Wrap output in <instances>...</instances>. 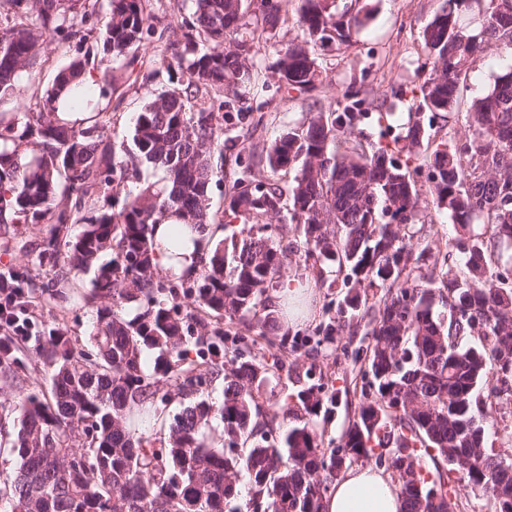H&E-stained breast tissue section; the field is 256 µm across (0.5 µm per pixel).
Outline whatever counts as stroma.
Returning <instances> with one entry per match:
<instances>
[{"label": "stroma", "instance_id": "obj_1", "mask_svg": "<svg viewBox=\"0 0 512 512\" xmlns=\"http://www.w3.org/2000/svg\"><path fill=\"white\" fill-rule=\"evenodd\" d=\"M360 4L367 19L353 35L350 45L319 52L322 81L313 92L286 88L279 78L274 49L262 48L254 59L257 82L262 86L257 100L262 107L257 112L259 123L244 138V146L270 145L281 130L305 120L313 101L343 108V93L354 84L393 104L394 110L385 122L398 125L406 121L410 109L419 102L416 89L421 67L427 59L423 30L444 0H360ZM146 5L154 17L155 32L132 49L131 54L136 58L133 69L111 88L104 105L111 115L107 135L117 146L129 142L132 119L140 112L146 91L158 94L175 87L168 78L166 66L182 40L178 27L181 16L175 13L172 0H147ZM105 13V7L100 6L90 15L85 24L90 32L87 39L67 38L60 32L48 35L37 63L20 79L25 94L45 91L56 73L76 59L90 58L93 71L100 79L115 68V59L103 46ZM511 64L512 57L503 51L485 52L467 72L468 96L485 93L495 75ZM147 74L152 77L148 83L143 80ZM421 201L420 219L412 227L415 239L432 252L448 251L456 235L453 224L437 209L429 193H422ZM92 278L89 272L80 275L77 294L66 306L46 301L31 306L30 318L39 335H47L49 329L56 326L65 329L73 342L87 343L92 312L85 298L91 292ZM316 291L320 309L313 319L294 328V347L288 355V363L299 373L316 366L329 390L338 392L339 403L324 427L325 446L331 449L338 445L341 432L353 414L359 399L358 388L368 381L364 363L357 357L358 350L366 347L368 339L362 325L344 328L330 339L315 335V327L325 318L323 305L341 299L345 289L342 282L337 281L317 284Z\"/></svg>", "mask_w": 512, "mask_h": 512}]
</instances>
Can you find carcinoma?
I'll return each mask as SVG.
<instances>
[{"mask_svg":"<svg viewBox=\"0 0 512 512\" xmlns=\"http://www.w3.org/2000/svg\"><path fill=\"white\" fill-rule=\"evenodd\" d=\"M107 2L105 42L122 60L152 34V16L145 0ZM33 17L41 26L26 23ZM87 17L70 0H0V102L19 98L45 31L85 40L78 23ZM364 19L357 4L300 0L299 40L278 50L284 85L315 88L318 51L349 44ZM280 20L281 0H194L181 21L184 50L168 61L186 86L144 106L121 160L93 89L75 86L62 112L51 105L87 72L86 60L61 69L34 106L0 109L3 235L12 224L49 225L39 257L52 261L54 278L25 277L27 297L61 305L79 273L94 274L89 342L55 328L34 345L50 390L16 397L18 467L0 476L10 512H227L243 477L252 512H324L333 480L360 459L387 466L404 512H456L426 456L486 496L492 512H512V462L488 446L483 424L512 399V382L501 385L494 373L498 361H512V255L501 254L512 246V65L472 99L463 138L434 145L429 133L463 99L469 66L490 47L512 50V0H446L426 26L420 92L428 119L415 112L364 142L355 129L372 110L383 119V104L352 86L341 111L315 104L302 125L247 151L239 144L252 119L242 100L261 47L255 33H271ZM211 94L218 106L187 107ZM215 156L233 165L227 210L242 227L229 247L216 245L198 269L167 284L155 262L162 217L199 233L225 227L210 210ZM140 166L159 177L128 192L118 212L99 205ZM279 171L294 176L283 182L273 177ZM422 181L460 232L492 230L487 241L457 240L460 274L448 253L439 274L425 270L427 248L406 233L421 212ZM284 212L299 230L304 267L322 282L343 276L349 289L338 309L371 325V381L329 452L317 417L332 411L336 395L325 384L307 371V382L295 376L298 388L281 400L264 397L271 377H292L288 333H275L269 305L290 248L269 220ZM78 223L82 231L71 234ZM201 311L228 326H211ZM190 320L194 359L183 349ZM258 337L273 349L269 362L251 355ZM229 339L240 346L226 362ZM147 350L155 353L151 371ZM25 358L24 348L0 345V372L26 380ZM218 383L222 400L214 402ZM176 396L185 404L168 419Z\"/></svg>","mask_w":512,"mask_h":512,"instance_id":"obj_1","label":"carcinoma"}]
</instances>
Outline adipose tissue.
Wrapping results in <instances>:
<instances>
[{
    "mask_svg": "<svg viewBox=\"0 0 512 512\" xmlns=\"http://www.w3.org/2000/svg\"><path fill=\"white\" fill-rule=\"evenodd\" d=\"M284 325L310 317L312 291L298 278H290L273 295ZM325 512H404V502L392 481L370 467L349 469L337 478L334 491L324 500Z\"/></svg>",
    "mask_w": 512,
    "mask_h": 512,
    "instance_id": "obj_1",
    "label": "adipose tissue"
}]
</instances>
